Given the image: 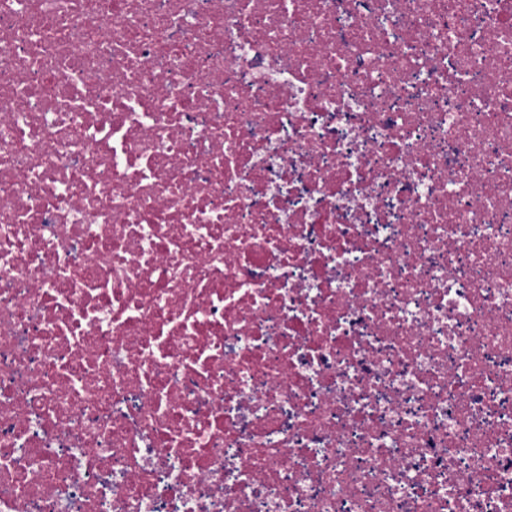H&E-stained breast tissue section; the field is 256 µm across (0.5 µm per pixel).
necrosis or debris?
Wrapping results in <instances>:
<instances>
[{
  "mask_svg": "<svg viewBox=\"0 0 512 512\" xmlns=\"http://www.w3.org/2000/svg\"><path fill=\"white\" fill-rule=\"evenodd\" d=\"M0 512H512V0H0Z\"/></svg>",
  "mask_w": 512,
  "mask_h": 512,
  "instance_id": "obj_1",
  "label": "necrosis or debris"
}]
</instances>
